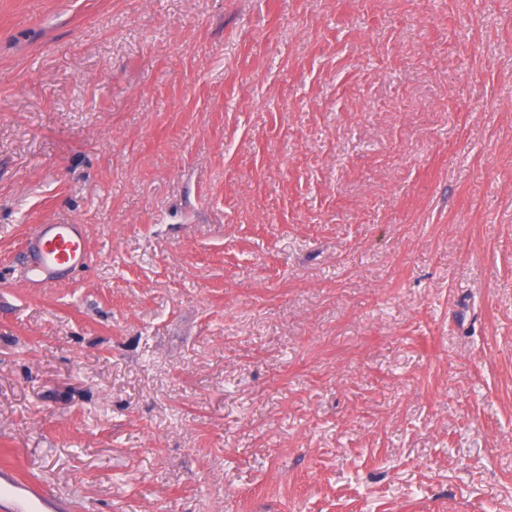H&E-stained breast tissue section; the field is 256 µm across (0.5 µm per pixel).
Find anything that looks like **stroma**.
<instances>
[{
    "label": "stroma",
    "mask_w": 512,
    "mask_h": 512,
    "mask_svg": "<svg viewBox=\"0 0 512 512\" xmlns=\"http://www.w3.org/2000/svg\"><path fill=\"white\" fill-rule=\"evenodd\" d=\"M38 224L87 235L50 288ZM1 466L512 512V0H0ZM26 281L31 288H45L86 265L88 246L80 224H39L26 239Z\"/></svg>",
    "instance_id": "obj_1"
}]
</instances>
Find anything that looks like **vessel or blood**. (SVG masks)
Listing matches in <instances>:
<instances>
[{
	"instance_id": "1",
	"label": "vessel or blood",
	"mask_w": 512,
	"mask_h": 512,
	"mask_svg": "<svg viewBox=\"0 0 512 512\" xmlns=\"http://www.w3.org/2000/svg\"><path fill=\"white\" fill-rule=\"evenodd\" d=\"M26 281L29 287L45 288L85 266L86 235L79 224H42L27 238ZM59 500L40 482L17 470H0V512H54Z\"/></svg>"
}]
</instances>
